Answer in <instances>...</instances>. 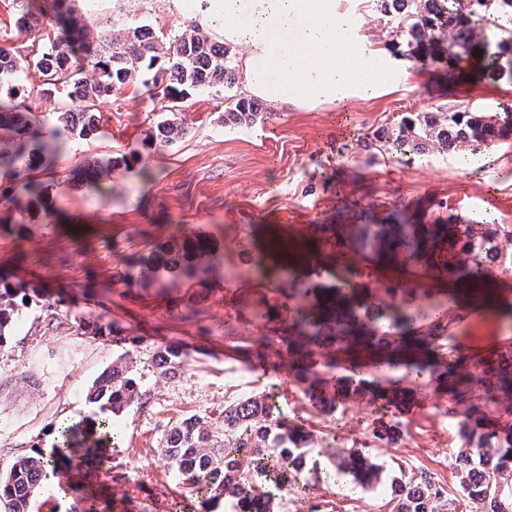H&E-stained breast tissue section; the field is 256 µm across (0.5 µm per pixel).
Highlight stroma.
<instances>
[{
    "label": "stroma",
    "instance_id": "1",
    "mask_svg": "<svg viewBox=\"0 0 512 512\" xmlns=\"http://www.w3.org/2000/svg\"><path fill=\"white\" fill-rule=\"evenodd\" d=\"M69 5L91 36L115 21L166 34L199 21L185 0ZM13 15V0H0V36L21 55L39 52L53 33L50 23L17 35ZM461 67L467 79L451 86L435 68L409 61L393 88L375 98L312 110L275 107L270 118L249 127L225 125L223 93L205 90L183 104V137L162 146L148 134L163 101L137 86L115 92L100 107L99 136L67 140L37 171L51 213L0 203V273L50 292L23 308L10 344L0 348V474L18 456L48 448L62 420L95 418L86 393L122 354L135 363L142 399L113 420L123 440L98 473V512H183L191 498L157 449L162 434L191 415L217 421L225 400L255 391L267 394L281 416L313 431L311 455L319 468L369 442L378 419L391 412L384 401H354L322 415L294 383L282 344L265 349L260 369L246 363L240 348L268 328L286 326L298 303L294 284L329 287L343 278L331 246L298 259L317 225L391 224L401 213L417 224H512V137L475 155L433 149L405 155L378 143L383 129L402 117L439 105L497 112L512 104V84L484 79L481 58ZM37 84L34 72L16 77L20 101L42 115L39 135L49 140L50 117L62 101L39 94ZM121 157L130 158V166L104 175L98 189L78 186L86 159ZM177 233L218 248L221 260L203 282H173L162 294L128 278L131 261ZM260 252L268 258L265 273L254 265ZM350 255L362 304L448 302L444 273L413 264L384 267L356 249ZM190 303L202 309L200 319H184ZM459 314L450 333L464 355L487 357L512 343L496 308L466 303ZM98 318L123 328V340L86 333L84 322ZM170 344L180 345L188 362L165 376L153 356ZM404 421L399 447L374 448L379 462L430 474L448 497H459L457 418L436 380ZM276 497L281 512H309L314 504L323 512H391L397 494L386 471L373 488L318 483L298 492L285 486Z\"/></svg>",
    "mask_w": 512,
    "mask_h": 512
}]
</instances>
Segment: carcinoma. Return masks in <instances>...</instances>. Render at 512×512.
<instances>
[{"instance_id":"cac0c4a2","label":"carcinoma","mask_w":512,"mask_h":512,"mask_svg":"<svg viewBox=\"0 0 512 512\" xmlns=\"http://www.w3.org/2000/svg\"><path fill=\"white\" fill-rule=\"evenodd\" d=\"M406 10L394 13L389 0H377L385 17L382 33L387 45L416 62L442 66L448 77H461V61L478 56L486 61L487 76L512 84V0H406ZM15 26L20 35L34 30L32 0H14ZM65 0H52L54 38L46 49L24 59L11 47L0 46V172L21 181L20 191L28 208H46L44 187L30 174L63 148L70 137L94 139L100 131L99 106L112 92L141 84L150 95L167 99V112L155 123L151 141L170 143L185 133L178 119L180 104L201 90H224V123L251 126L266 116L259 101L233 92L236 84L232 46L214 40L198 27H191L167 42L157 39L147 25L114 26L86 41L73 18L63 10ZM496 13V21L482 23ZM97 72L88 82L75 78V55ZM38 75L44 91L61 96L63 110L54 113L56 136L37 138L38 117L16 100L12 81L20 70ZM156 70L153 81L146 72ZM512 128V111L491 113L448 109L427 112L401 121L381 135L390 151L423 152L432 146L456 153L474 152L505 137ZM129 166L127 158L109 160L101 166L88 162L82 183L95 186L103 170ZM349 236L386 260L404 253L407 261L435 267L478 289L493 264L512 267V254L502 242L512 239L511 224H493L476 234L471 224H357ZM212 247L202 238L175 235L156 245L140 260V272L151 275L198 278L199 266ZM329 309L317 313L297 305L288 321V346L293 376L308 403L333 415L344 404L360 399H384L395 408L389 419L380 420L373 437L397 446L404 432L406 406L426 389V360L442 364L439 388L454 401L468 407L457 421L461 447L455 449L459 490L480 512H512V422L503 418L497 398H512V349L503 348L467 370L470 361L450 343L451 325L458 317L419 303L387 311L359 314L354 288H331ZM44 290L29 288L0 276V348L7 344L11 328L25 300L40 298ZM93 336H120L123 329L97 320L85 324ZM154 360L166 374L186 362L181 351L165 348ZM379 370L381 378L368 383L356 378L367 367ZM404 370L400 386L393 380ZM89 400L99 405L103 416L89 429L83 420L65 422L49 451L37 450L18 457L9 471L0 475V500L7 512H29L45 471L62 463L81 471L89 464H105V449L115 439L109 415L118 416L141 400L134 368L121 356L93 385ZM223 430L213 431L204 418L189 417L170 428L161 438L160 453L168 460L201 504L217 496L233 505L234 512H276L275 497L266 485L290 472L297 487L309 480L300 465L313 443L312 434L277 415L259 395L237 398L224 404ZM337 473L348 474L362 487L380 483L383 466L368 451L351 452L336 464ZM399 498L392 512H436L446 492L421 473L407 477L400 470L395 481Z\"/></svg>"}]
</instances>
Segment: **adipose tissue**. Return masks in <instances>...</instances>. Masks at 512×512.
<instances>
[{
	"mask_svg": "<svg viewBox=\"0 0 512 512\" xmlns=\"http://www.w3.org/2000/svg\"><path fill=\"white\" fill-rule=\"evenodd\" d=\"M201 21L225 43L244 46L247 96L315 107L385 87L400 63L368 48L343 0H193Z\"/></svg>",
	"mask_w": 512,
	"mask_h": 512,
	"instance_id": "adipose-tissue-1",
	"label": "adipose tissue"
}]
</instances>
